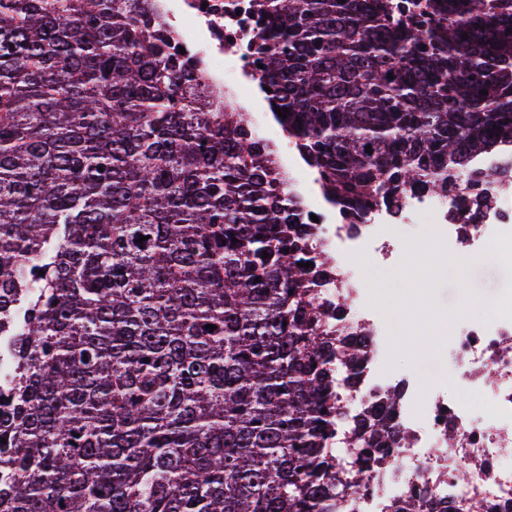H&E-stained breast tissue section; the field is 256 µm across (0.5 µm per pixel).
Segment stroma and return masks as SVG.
Instances as JSON below:
<instances>
[{
    "label": "stroma",
    "instance_id": "35a3bbf8",
    "mask_svg": "<svg viewBox=\"0 0 512 512\" xmlns=\"http://www.w3.org/2000/svg\"><path fill=\"white\" fill-rule=\"evenodd\" d=\"M360 273L368 289L385 285L384 298L371 303L386 315L391 340L399 347V362L406 370L436 377L447 368L440 349L429 348L415 354L410 346L422 341L426 323L451 325L465 317L490 312L497 297L512 290V266L485 257L461 265L457 256L445 255L432 262H417L411 271L378 265L362 259ZM420 288L424 298L420 308L408 307L399 290L401 281Z\"/></svg>",
    "mask_w": 512,
    "mask_h": 512
}]
</instances>
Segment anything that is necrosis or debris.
Returning a JSON list of instances; mask_svg holds the SVG:
<instances>
[{
    "label": "necrosis or debris",
    "mask_w": 512,
    "mask_h": 512,
    "mask_svg": "<svg viewBox=\"0 0 512 512\" xmlns=\"http://www.w3.org/2000/svg\"><path fill=\"white\" fill-rule=\"evenodd\" d=\"M149 12L173 46L183 47L194 77L205 92L219 97L226 111L250 116V132L277 151L287 186L315 215V242L334 261L319 288L324 302L342 303L343 322L368 334L369 353L358 383L343 392L347 415L391 408L400 446L372 474L368 487L353 497L355 512H390L391 504L412 493L424 500H472L493 512H512V295L480 319L460 321L445 337L441 352L447 380L426 383L404 371L394 358L386 323L368 298L354 258L405 266L410 253L436 252L462 257L490 254L512 265V149L482 153L480 171L496 172L495 203L469 220L470 192L428 195L412 191L399 206H376L364 214L336 211L313 197V170L298 150L280 148L281 132L269 120L265 97L256 95L261 70L255 46L261 19L257 0H148ZM428 219L431 235L403 248L389 228ZM452 439L443 447V439ZM468 481H460V470Z\"/></svg>",
    "instance_id": "necrosis-or-debris-1"
}]
</instances>
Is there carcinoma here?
Instances as JSON below:
<instances>
[{"label":"carcinoma","instance_id":"carcinoma-1","mask_svg":"<svg viewBox=\"0 0 512 512\" xmlns=\"http://www.w3.org/2000/svg\"><path fill=\"white\" fill-rule=\"evenodd\" d=\"M259 2L270 107L336 209L512 143V0L427 29ZM188 75L142 0H0V512H346L399 445L381 415L334 444L366 351L273 149Z\"/></svg>","mask_w":512,"mask_h":512}]
</instances>
